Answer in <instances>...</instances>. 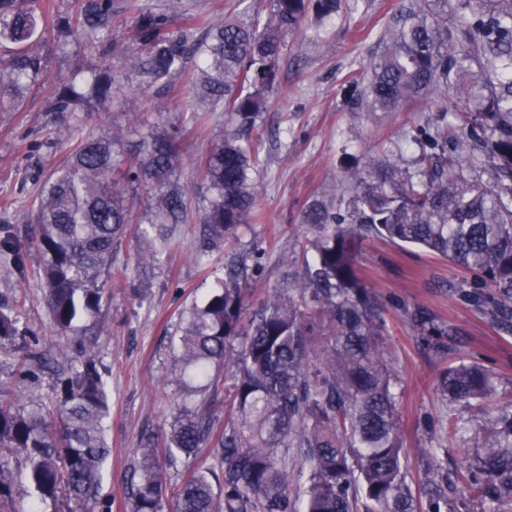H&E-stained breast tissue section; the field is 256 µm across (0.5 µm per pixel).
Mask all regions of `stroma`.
Masks as SVG:
<instances>
[{
  "mask_svg": "<svg viewBox=\"0 0 512 512\" xmlns=\"http://www.w3.org/2000/svg\"><path fill=\"white\" fill-rule=\"evenodd\" d=\"M399 0H343V9L328 24L319 44H312L309 30L289 36L283 54L278 91L270 96L268 109L258 125L256 143L268 166L261 176L257 208L258 223L243 228L235 249L262 255L261 270L250 281L257 291L273 289L291 271L292 252L302 240L306 226L302 210L308 200L339 184L345 164L380 155L392 163L410 159L407 135L414 126L433 119V100L407 103L392 112H368L349 103L352 75L377 55L381 32L392 20ZM123 8L112 25L106 47L91 48L81 39L66 45L38 42L34 48L48 60L47 78L16 112H0V208H7L9 227L26 254V275L18 277L0 270V304L23 307V321L42 340L47 352L66 346L65 338L49 330V316L41 301L36 271L41 263L32 245V226L26 211L40 184L60 162L69 146L61 139L56 148L45 142L55 129L44 110L52 88L72 78H84L88 68L104 62L121 67L128 46L127 33L138 9L167 11L175 19L202 15L212 23L223 22L231 0H117ZM185 78H177L176 91L167 93L124 91L112 102L94 105L88 130L120 136L126 149H133L137 136L133 120L143 126L178 128L182 125ZM224 128L223 112H213L205 129L191 131V149L184 160L182 180L195 202H202L206 188L196 172L197 159L208 151ZM198 215H190L182 227L184 247L171 254L163 266L137 263L139 243L122 241L117 262L127 264L135 287L112 284L109 302L95 318L96 351L110 395L107 441L112 449L107 464L104 491L111 512H128L125 475L131 468L140 438L146 433L168 430L174 414L172 399L176 368L169 339L179 327L180 313L201 300L214 285L206 269L195 261L198 246ZM361 262L366 279L384 308L386 342L391 350L398 384L397 414L408 479L423 478L422 456L426 449L447 446L440 455L442 473H452L473 455L472 442H452L439 430L447 409L434 388L436 376L448 364L447 357L424 348L404 315L408 306H423L439 319L457 325L458 354L476 357L497 372V396L487 406L495 412L512 404V332L493 325L482 308L463 297L471 279L464 269L419 250H403L372 239L365 243ZM0 388L9 389L24 405L48 404L53 380L39 383L18 379L11 364L0 365Z\"/></svg>",
  "mask_w": 512,
  "mask_h": 512,
  "instance_id": "obj_1",
  "label": "stroma"
}]
</instances>
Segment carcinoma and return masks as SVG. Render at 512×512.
<instances>
[{
	"label": "carcinoma",
	"mask_w": 512,
	"mask_h": 512,
	"mask_svg": "<svg viewBox=\"0 0 512 512\" xmlns=\"http://www.w3.org/2000/svg\"><path fill=\"white\" fill-rule=\"evenodd\" d=\"M213 24L192 16L173 27L166 12L141 9L129 32L124 66L103 64L86 80L97 101L129 81L141 90H174L189 74L185 127L222 106L227 121L197 173L206 184L197 258L224 250L226 240L259 219L257 178L267 166L253 131L279 86L286 38L313 22H330L342 0H270L267 17L248 14ZM115 0H79L74 13L47 22L42 0H0V108H24L47 77V59L31 49L40 38L79 36L101 43L112 28ZM364 65L367 82L354 106L391 112L419 97L458 93L451 109L417 129V154L407 165L373 157L347 169L326 200L305 206L301 269L257 295L249 279L254 252L224 254L222 275L182 312L173 347L179 364L176 407L165 436L149 434L129 472L130 512H164L169 470L214 448L218 462L180 478L174 512H449L463 485L487 512L512 497V410L486 415L477 452L454 478L432 473L407 480L392 393L395 372L384 342L386 320L361 265L370 238L417 247L477 272L469 301L512 326V0L402 2ZM194 69L188 70V64ZM87 97L74 82L44 102L56 130L86 122ZM469 151L467 159L457 157ZM183 136L155 128L138 152L122 140L87 134L37 194L32 210L41 254L39 281L50 327L80 336L99 315L112 282L130 281L115 254L128 234L153 266L180 249L177 227L193 198L181 181ZM0 262L26 277L12 236L0 238ZM424 345L455 350L457 327L429 309L405 310ZM21 309L0 306V355L24 338L17 360L31 384L54 374L56 425L42 408L0 391V512H40L60 500L65 512H108L103 471L109 397L99 358L82 348L51 361L40 339L26 336ZM448 405V439L469 433L455 413L496 394L494 372L460 358L436 377ZM211 391L208 405L193 397ZM22 489L31 499L18 507Z\"/></svg>",
	"instance_id": "cac0c4a2"
}]
</instances>
